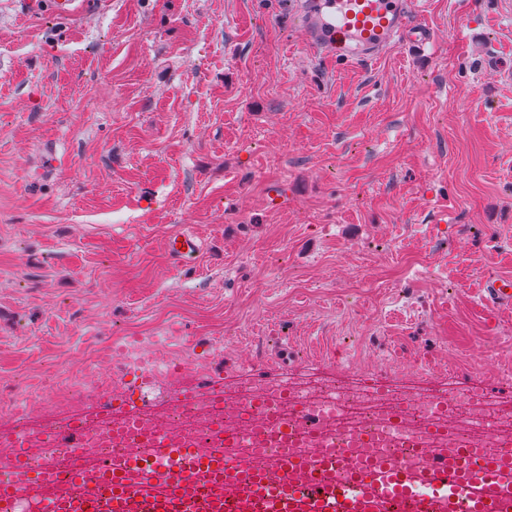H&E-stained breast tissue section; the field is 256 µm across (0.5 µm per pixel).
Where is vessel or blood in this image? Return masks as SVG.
<instances>
[{"instance_id":"vessel-or-blood-1","label":"vessel or blood","mask_w":512,"mask_h":512,"mask_svg":"<svg viewBox=\"0 0 512 512\" xmlns=\"http://www.w3.org/2000/svg\"><path fill=\"white\" fill-rule=\"evenodd\" d=\"M30 12L48 7L59 17L76 14L88 0H25ZM428 0H292L290 11L303 43L336 61L370 63L400 38L415 34ZM199 245L188 234L169 240L179 260ZM155 377L136 375L113 412L120 425L139 422L143 393ZM208 397L224 407V381L203 390L190 387L177 398L192 404ZM83 429L41 430L45 447L72 448L66 465L27 464L31 435L12 437L8 465L13 482L0 484V512H224L225 501L245 504L249 512H512V456L474 458L466 448L437 453L421 464L397 451L378 461L355 462L336 448L315 461L281 453L263 471L250 469L238 455L216 447L199 457L173 444L164 429H153L146 456L124 455L98 469V491H91L81 439Z\"/></svg>"}]
</instances>
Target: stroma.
Wrapping results in <instances>:
<instances>
[{
	"label": "stroma",
	"mask_w": 512,
	"mask_h": 512,
	"mask_svg": "<svg viewBox=\"0 0 512 512\" xmlns=\"http://www.w3.org/2000/svg\"><path fill=\"white\" fill-rule=\"evenodd\" d=\"M474 2L351 66L287 0H0V399L124 336L255 339L210 372L315 389L370 336L385 384L430 389L444 345V383L512 413V305L485 300L512 279V0ZM31 13H37L40 9L49 4V12L58 17H68L75 15L82 6L88 7L89 0H47L43 4L42 0H24ZM199 248L200 245L196 240L191 235L184 233L173 237L167 243L168 253L178 260H185L196 253Z\"/></svg>",
	"instance_id": "obj_1"
}]
</instances>
